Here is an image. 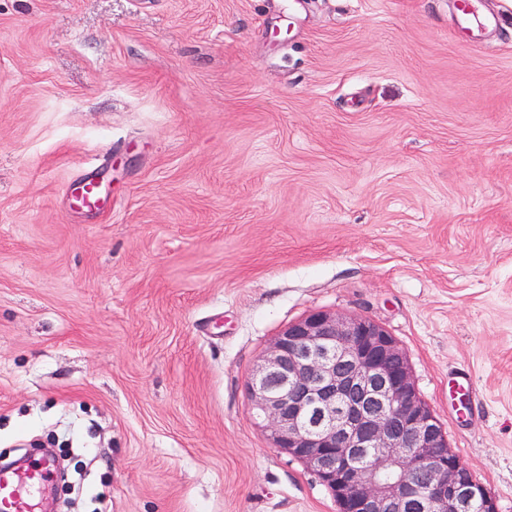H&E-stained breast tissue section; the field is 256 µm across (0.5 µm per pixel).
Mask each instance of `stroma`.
I'll use <instances>...</instances> for the list:
<instances>
[{
  "instance_id": "stroma-1",
  "label": "stroma",
  "mask_w": 512,
  "mask_h": 512,
  "mask_svg": "<svg viewBox=\"0 0 512 512\" xmlns=\"http://www.w3.org/2000/svg\"><path fill=\"white\" fill-rule=\"evenodd\" d=\"M476 8L474 46L453 0H0V453L82 475L43 512H338L248 390L314 310L399 341L512 512V0ZM69 205L72 209L97 213L106 202L102 185L93 178H83L72 184L68 191Z\"/></svg>"
}]
</instances>
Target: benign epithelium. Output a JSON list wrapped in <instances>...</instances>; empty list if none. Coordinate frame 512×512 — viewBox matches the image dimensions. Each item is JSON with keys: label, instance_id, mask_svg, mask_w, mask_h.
<instances>
[{"label": "benign epithelium", "instance_id": "7a95c632", "mask_svg": "<svg viewBox=\"0 0 512 512\" xmlns=\"http://www.w3.org/2000/svg\"><path fill=\"white\" fill-rule=\"evenodd\" d=\"M253 410L273 447L301 461L341 512H497L448 448L399 342L363 317L312 311L259 360ZM409 458L399 464V452Z\"/></svg>", "mask_w": 512, "mask_h": 512}]
</instances>
